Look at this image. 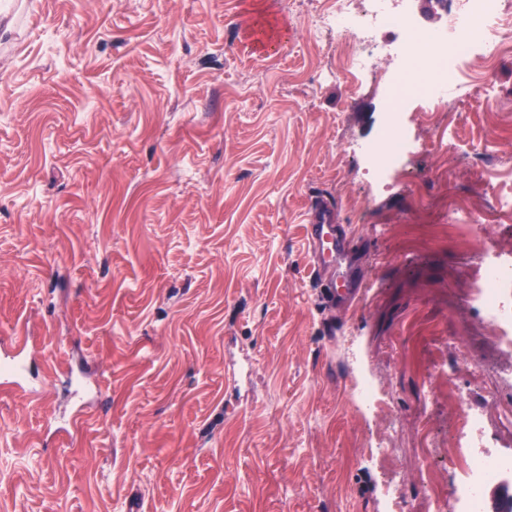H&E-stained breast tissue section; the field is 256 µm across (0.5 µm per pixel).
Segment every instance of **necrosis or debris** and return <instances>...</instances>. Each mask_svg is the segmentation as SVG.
<instances>
[{"label": "necrosis or debris", "instance_id": "1", "mask_svg": "<svg viewBox=\"0 0 512 512\" xmlns=\"http://www.w3.org/2000/svg\"><path fill=\"white\" fill-rule=\"evenodd\" d=\"M353 0H329L311 16L316 36L333 34L341 42L346 66L355 78L376 75L380 60L387 55L376 33L385 27L399 31L401 44L397 49L399 72L389 79L398 87L402 71L408 70L413 56L408 47L421 41L437 48L438 58L427 61L428 69L443 65L444 76L435 78L426 95L423 109L438 111L445 98L464 102L473 96L483 98L494 106L497 89L492 79L472 82L467 67L472 59L495 63L507 48L506 39L512 34V11L504 10L501 0H450L441 26L434 30L419 29L401 0H362L361 10H354ZM378 147L368 152V163L376 181H387L400 167L402 156L409 146L400 113L389 115L388 124L379 135ZM495 206L479 213L464 206L455 207L453 221L466 225L471 238L479 240L488 235L493 225L512 218V191L493 189ZM481 269L478 281L466 295L470 309L494 330L495 347L512 349V258L504 260L485 248L478 252ZM452 378H473L484 382L488 406L512 410V392L503 390L502 381L512 380V369H491L474 365L468 356H461L449 365ZM462 443L445 448L449 465H461L462 512H485L484 492L487 487L512 483V451L498 452L494 441L486 435L483 411L463 408L457 419Z\"/></svg>", "mask_w": 512, "mask_h": 512}]
</instances>
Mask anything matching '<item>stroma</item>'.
Wrapping results in <instances>:
<instances>
[{"instance_id":"obj_1","label":"stroma","mask_w":512,"mask_h":512,"mask_svg":"<svg viewBox=\"0 0 512 512\" xmlns=\"http://www.w3.org/2000/svg\"><path fill=\"white\" fill-rule=\"evenodd\" d=\"M318 0H0V343L26 326L35 395L0 391V512H385L447 447L449 324L481 245L448 203L512 187V50L499 105L419 106L379 185L387 85L316 41ZM494 130L483 168L441 148ZM325 196L367 242L356 310L325 311L305 214ZM383 413L357 412L356 384ZM86 421L71 428L69 420ZM389 460L374 456L378 444Z\"/></svg>"}]
</instances>
